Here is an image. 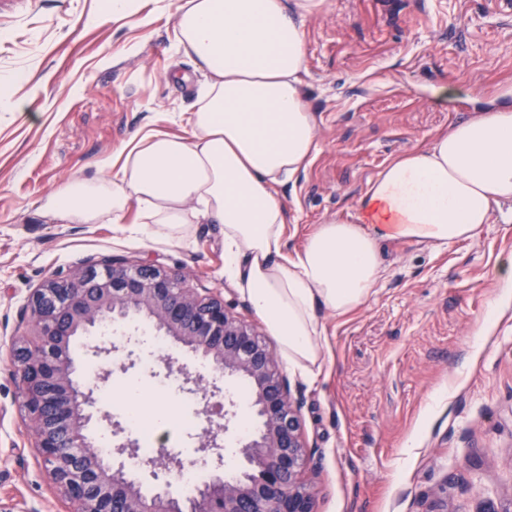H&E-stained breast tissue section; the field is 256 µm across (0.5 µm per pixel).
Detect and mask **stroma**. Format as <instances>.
Returning a JSON list of instances; mask_svg holds the SVG:
<instances>
[{
    "instance_id": "obj_1",
    "label": "stroma",
    "mask_w": 512,
    "mask_h": 512,
    "mask_svg": "<svg viewBox=\"0 0 512 512\" xmlns=\"http://www.w3.org/2000/svg\"><path fill=\"white\" fill-rule=\"evenodd\" d=\"M177 0L101 15L102 0L0 5V336L33 291L88 258L150 261L260 324L224 273V227L180 244L133 224H57L37 212L62 180L92 178L146 122L184 133L204 78L173 42ZM319 151L280 187L289 251L370 180L475 113L512 105V13L500 0H330L305 27ZM448 94H440V87ZM512 218L443 246L391 240L384 277L342 315L319 309L324 363L290 370L317 512H512V294L495 278ZM0 367V512H65Z\"/></svg>"
}]
</instances>
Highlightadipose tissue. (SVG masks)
Returning <instances> with one entry per match:
<instances>
[{
	"mask_svg": "<svg viewBox=\"0 0 512 512\" xmlns=\"http://www.w3.org/2000/svg\"><path fill=\"white\" fill-rule=\"evenodd\" d=\"M328 5L186 0L174 45L204 77L187 133L148 129L107 155L101 175L63 180L38 209L60 224H122L131 215L178 242L188 225L218 220L225 272L281 356L306 376L322 365L317 306L342 314L364 303L384 274L382 241L470 239L512 202V107L501 106L391 161L369 181L355 216L317 225L286 255L288 211L278 189L319 150L303 79L304 27Z\"/></svg>",
	"mask_w": 512,
	"mask_h": 512,
	"instance_id": "obj_1",
	"label": "adipose tissue"
}]
</instances>
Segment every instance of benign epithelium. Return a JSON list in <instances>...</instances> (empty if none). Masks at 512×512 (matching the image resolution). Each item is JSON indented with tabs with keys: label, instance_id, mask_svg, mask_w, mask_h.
<instances>
[{
	"label": "benign epithelium",
	"instance_id": "1",
	"mask_svg": "<svg viewBox=\"0 0 512 512\" xmlns=\"http://www.w3.org/2000/svg\"><path fill=\"white\" fill-rule=\"evenodd\" d=\"M141 313L154 322L157 335L218 372L204 394L201 413L207 422L217 416L227 429L237 416V401L223 391L221 377L250 386L258 425L232 444L237 476H224L225 444L207 428L199 435L196 460L210 470L207 480L189 491H172L182 462L167 454L141 462L137 479L130 477L137 443L121 422L100 412L95 389L78 379L71 343ZM25 314L30 333L9 337L10 367L21 381L35 448L55 492L69 504L67 512H316L314 491L304 478L309 455L301 400L292 397L274 350L223 297L202 296L150 262L107 257L46 281L29 297ZM134 345L133 335L123 334L110 348L94 344L89 351L120 356L125 369L134 365ZM96 419L111 427L106 456L87 434ZM146 480L155 483L149 492L142 490Z\"/></svg>",
	"mask_w": 512,
	"mask_h": 512
}]
</instances>
